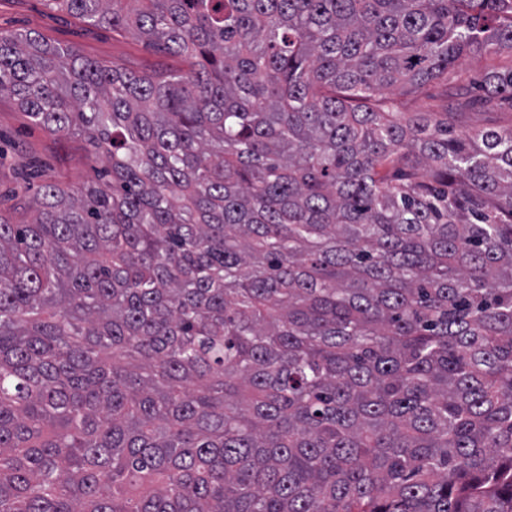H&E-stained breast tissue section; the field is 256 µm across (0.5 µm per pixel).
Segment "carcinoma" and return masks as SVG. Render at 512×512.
I'll return each mask as SVG.
<instances>
[{"instance_id": "cac0c4a2", "label": "carcinoma", "mask_w": 512, "mask_h": 512, "mask_svg": "<svg viewBox=\"0 0 512 512\" xmlns=\"http://www.w3.org/2000/svg\"><path fill=\"white\" fill-rule=\"evenodd\" d=\"M48 2L186 68L0 35L107 162L0 215V512H512V0ZM483 62L478 61L476 59H465L459 65L455 66L451 71L448 77H453L455 75H461L463 82L462 84L465 87L473 88L474 93H478L477 86L479 84V80L483 75ZM402 112H447L448 101L445 87L431 83L416 93L404 90L394 91ZM465 115V125L469 128H482L487 125L497 124L507 126L512 120L511 105L505 103L493 110L474 109Z\"/></svg>"}]
</instances>
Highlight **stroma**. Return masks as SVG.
<instances>
[{
    "label": "stroma",
    "instance_id": "stroma-1",
    "mask_svg": "<svg viewBox=\"0 0 512 512\" xmlns=\"http://www.w3.org/2000/svg\"><path fill=\"white\" fill-rule=\"evenodd\" d=\"M32 32L69 46L105 65L143 71L178 67L177 59L147 50L135 37L94 27L45 0H0V32ZM96 163L80 135L53 134L32 123L16 99L0 95V214L26 224L35 213L34 186L54 182L68 189L93 178Z\"/></svg>",
    "mask_w": 512,
    "mask_h": 512
}]
</instances>
